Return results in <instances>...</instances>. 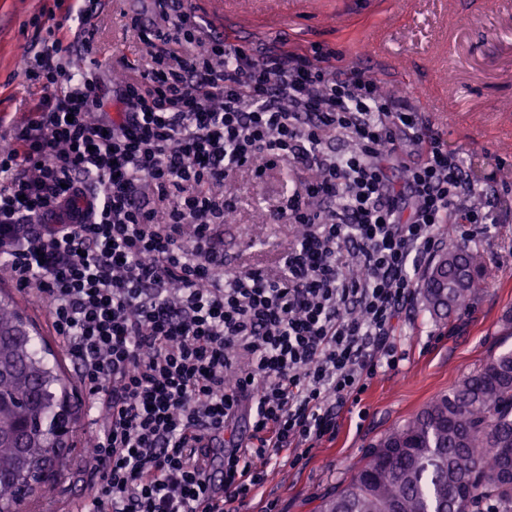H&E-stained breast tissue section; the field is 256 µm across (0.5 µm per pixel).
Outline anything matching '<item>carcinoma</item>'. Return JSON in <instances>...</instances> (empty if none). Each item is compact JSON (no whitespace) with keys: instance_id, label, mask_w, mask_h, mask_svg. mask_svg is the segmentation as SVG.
Here are the masks:
<instances>
[{"instance_id":"1","label":"carcinoma","mask_w":512,"mask_h":512,"mask_svg":"<svg viewBox=\"0 0 512 512\" xmlns=\"http://www.w3.org/2000/svg\"><path fill=\"white\" fill-rule=\"evenodd\" d=\"M427 268L419 293L434 316L451 318L484 280V255L465 244ZM0 507L21 502L28 480L42 496L61 476L59 452L73 407L58 364L39 356L30 324L0 299ZM512 448V349L491 354L446 394L428 402L370 448L350 480L320 512H512V480L502 449Z\"/></svg>"}]
</instances>
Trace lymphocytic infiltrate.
<instances>
[{"label": "lymphocytic infiltrate", "instance_id": "1", "mask_svg": "<svg viewBox=\"0 0 512 512\" xmlns=\"http://www.w3.org/2000/svg\"><path fill=\"white\" fill-rule=\"evenodd\" d=\"M43 14L22 68L39 104L0 150V272L46 303L91 399L78 512H233L398 366L441 225L485 233L494 205L409 100L335 50L241 47L177 9L140 31L153 52L111 114L95 70L70 67L69 33L95 42L88 0ZM280 167L309 174L268 209L295 243L277 269L225 267L217 186Z\"/></svg>", "mask_w": 512, "mask_h": 512}]
</instances>
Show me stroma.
<instances>
[{
    "mask_svg": "<svg viewBox=\"0 0 512 512\" xmlns=\"http://www.w3.org/2000/svg\"><path fill=\"white\" fill-rule=\"evenodd\" d=\"M47 5V0H0V144L35 102L18 56L37 37L30 18ZM191 6L221 23L237 45L253 42L260 32L268 40L339 51L342 66L362 69L413 101L449 152L472 160V176L484 192L512 191V0H192ZM135 17L146 25L156 20L153 0H103L91 19L99 28L94 48H74V61L84 68L96 65L107 81L121 74L124 61L145 54L128 28ZM281 181L273 171L261 182L242 173L227 184L235 212L224 227L226 265H277L292 237L288 225L266 221ZM467 231V225H456L447 244L468 243L486 259L485 284L473 303L440 320L415 300L397 329L403 355L398 367L371 380L360 407L344 408L335 440L314 448L300 466L285 461L273 466L241 512H264L271 498L278 512H317L382 435L448 393L489 354L512 348V210L485 234L470 239ZM0 290L33 322L46 359L59 362L75 412L65 450L68 467L53 495L28 498L19 512H68L84 496L78 476L86 456L83 441L95 438L98 427L86 413L89 398L75 361L50 334L45 307L1 274Z\"/></svg>",
    "mask_w": 512,
    "mask_h": 512,
    "instance_id": "stroma-1",
    "label": "stroma"
}]
</instances>
